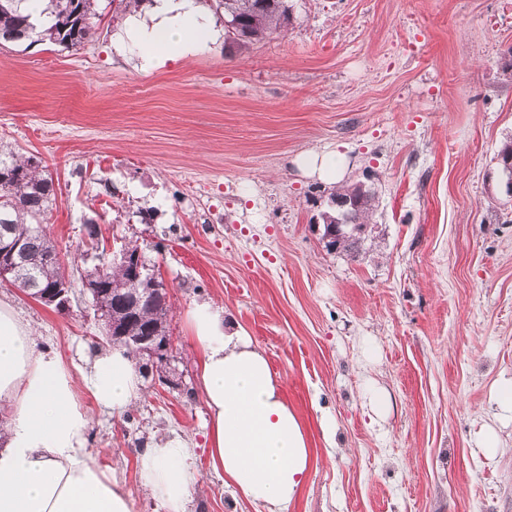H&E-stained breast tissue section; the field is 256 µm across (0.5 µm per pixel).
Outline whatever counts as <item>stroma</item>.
Wrapping results in <instances>:
<instances>
[{
  "instance_id": "35a3bbf8",
  "label": "stroma",
  "mask_w": 512,
  "mask_h": 512,
  "mask_svg": "<svg viewBox=\"0 0 512 512\" xmlns=\"http://www.w3.org/2000/svg\"><path fill=\"white\" fill-rule=\"evenodd\" d=\"M289 3L280 37L203 42L147 71L129 31L148 8L120 0H99L80 46L0 45V141L51 172L72 280L64 313L7 284L0 297L82 367L105 345L81 292L100 251L136 241L167 280L186 392L149 377L119 414L80 398L87 452L133 512H164L136 458L173 436L201 474L187 512H265L208 467L186 323L202 302L264 352L309 434L285 512H512V420L494 397L512 378V196L496 171L512 140V0ZM328 152L345 160L341 186L375 194L351 253L311 224L330 185L302 162Z\"/></svg>"
}]
</instances>
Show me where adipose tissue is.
Here are the masks:
<instances>
[{"label": "adipose tissue", "instance_id": "obj_1", "mask_svg": "<svg viewBox=\"0 0 512 512\" xmlns=\"http://www.w3.org/2000/svg\"><path fill=\"white\" fill-rule=\"evenodd\" d=\"M131 35L145 46L150 66L217 33L193 0H154L149 22ZM189 325L199 349V390L210 411V468L239 497L284 512L311 464L303 423L281 398L265 355L246 336L225 334L220 312L196 305ZM142 387L127 350L98 351L86 370L70 366L0 300V512H133L111 474L89 458L90 417L79 394L88 391L99 408L121 412ZM138 467L143 488L165 512H186L200 474L181 438L147 445Z\"/></svg>", "mask_w": 512, "mask_h": 512}]
</instances>
